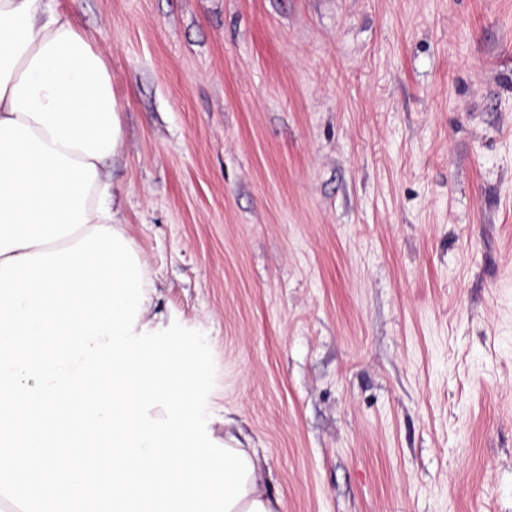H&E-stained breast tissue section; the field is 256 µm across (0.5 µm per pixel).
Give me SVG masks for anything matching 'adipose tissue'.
<instances>
[{
    "label": "adipose tissue",
    "mask_w": 512,
    "mask_h": 512,
    "mask_svg": "<svg viewBox=\"0 0 512 512\" xmlns=\"http://www.w3.org/2000/svg\"><path fill=\"white\" fill-rule=\"evenodd\" d=\"M123 130L104 55L49 0H0V262L74 245L95 227L126 233L107 161ZM255 469L231 512H279Z\"/></svg>",
    "instance_id": "obj_1"
}]
</instances>
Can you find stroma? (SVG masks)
<instances>
[{"mask_svg": "<svg viewBox=\"0 0 512 512\" xmlns=\"http://www.w3.org/2000/svg\"><path fill=\"white\" fill-rule=\"evenodd\" d=\"M216 437L281 512H512V0H52Z\"/></svg>", "mask_w": 512, "mask_h": 512, "instance_id": "obj_1", "label": "stroma"}]
</instances>
